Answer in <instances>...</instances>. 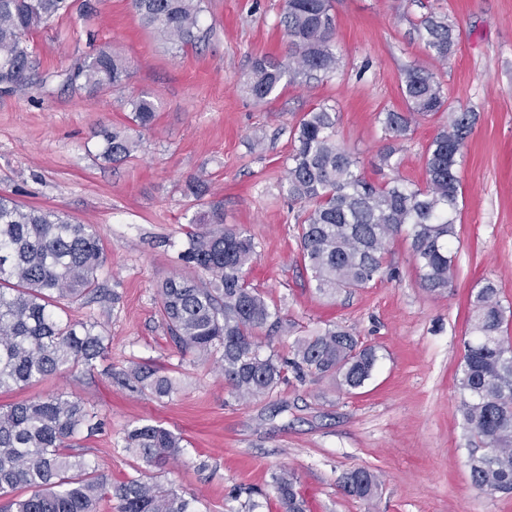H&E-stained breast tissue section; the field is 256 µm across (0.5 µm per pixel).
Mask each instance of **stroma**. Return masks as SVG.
<instances>
[{"label": "stroma", "instance_id": "stroma-1", "mask_svg": "<svg viewBox=\"0 0 512 512\" xmlns=\"http://www.w3.org/2000/svg\"><path fill=\"white\" fill-rule=\"evenodd\" d=\"M52 18L28 39L32 93L0 95V195L64 212L100 229L106 261L102 294L65 305V318L98 323L106 354L93 369L66 372L0 395V405L63 392L91 406L100 430L76 439L96 472L120 482L147 474L194 502L197 512H238L236 491H261L258 512H279L269 486L286 470L307 512H512V495L488 497L470 479V432L458 379L468 336L472 290L493 281L512 339V0H333L336 73L281 83L266 101L247 89L254 60L282 59L284 0H203L197 47L177 52L140 25L130 0H92L93 13ZM445 15L457 45L433 60L414 30L426 13ZM106 48L127 58L125 90L91 93L65 85L63 70ZM434 72L451 108H470L477 123L458 170L463 199L454 243V286L425 289L408 241L396 236L386 276L326 297L316 292L297 247L304 207L283 183L293 129L311 108L336 111V131L358 157L361 174L381 185L400 174L425 185V152L447 113L413 124L400 140L386 136L379 112L404 110L403 72ZM157 108L153 130L120 162L102 156L100 126L137 132L128 95ZM394 147L398 171L378 166ZM203 180L195 197L189 186ZM224 203V222L259 244L246 279L278 309L280 327L257 333L264 352L288 358L291 345L329 325L354 332L379 355L360 390L294 372L269 395H231L214 360L182 353L159 297L174 277L207 281L183 259L186 230L207 203ZM176 378L173 397L153 399L117 385L130 361ZM163 426L182 439L179 459L145 467L122 446L125 428ZM357 468L379 480L368 501L343 493L341 477Z\"/></svg>", "mask_w": 512, "mask_h": 512}]
</instances>
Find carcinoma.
<instances>
[{
    "label": "carcinoma",
    "instance_id": "1",
    "mask_svg": "<svg viewBox=\"0 0 512 512\" xmlns=\"http://www.w3.org/2000/svg\"><path fill=\"white\" fill-rule=\"evenodd\" d=\"M201 2L130 0V5L141 25L181 50L200 39ZM72 6L73 0H0V94L33 89L26 35ZM280 24L287 57L254 62L249 93L257 101L267 99L285 78L315 79L339 64L330 0H284ZM416 33L438 60L448 59L457 42L446 17L423 18ZM130 77L128 62L102 48L67 70L65 83L74 89L120 90ZM401 93L406 111L378 116L394 139L406 137L415 118L448 112V124L426 150L423 188L399 175L382 186L365 180L356 155L336 139V113L329 106L305 113L296 128L286 194L306 206L298 225L299 249L321 295L334 297L381 278L387 246L402 233L424 288L444 293L452 287V243L462 197L457 167L476 113L449 110L441 82L418 66L404 71ZM123 105L139 128L154 124L156 107L147 97L129 96ZM95 136L106 144L103 157L114 163L136 148V140L122 129L102 126ZM193 224L184 259L207 273L208 282L173 278L160 289L163 316L182 352L216 358L238 399L269 394L287 365L300 379L331 376L347 392L365 385L377 353L340 326L296 338L294 358L287 364L263 353L255 333L279 316L245 278L259 255L258 243L246 231L224 225L220 200L198 212ZM104 263L96 225L73 223L59 210L23 206L0 195V393L79 364L91 368L104 355L105 337L96 323L65 321L58 313L62 302L97 292V271ZM504 323L499 289L488 280L470 296L459 379L475 443L469 449L471 482L488 496L512 493V345L505 341ZM119 380L156 399L177 391L174 379L149 365L132 363ZM101 425L86 403L62 392L0 405V512H97L112 497L118 512H195L191 500L148 478L114 484L90 470L82 456L65 452L83 430ZM122 443L148 467L168 463L182 448V439L160 425L128 427ZM272 483L283 512H305L294 474H275ZM20 488L31 493L20 496ZM342 488L351 497L370 500L378 483L370 471L357 469L346 474Z\"/></svg>",
    "mask_w": 512,
    "mask_h": 512
}]
</instances>
